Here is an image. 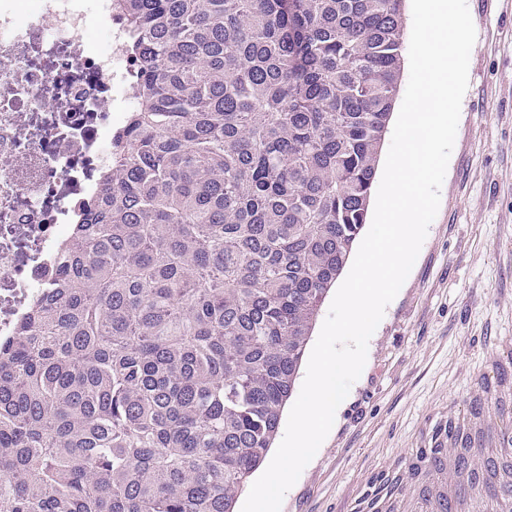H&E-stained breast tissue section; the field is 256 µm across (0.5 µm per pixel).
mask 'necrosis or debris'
Listing matches in <instances>:
<instances>
[{
    "mask_svg": "<svg viewBox=\"0 0 512 512\" xmlns=\"http://www.w3.org/2000/svg\"><path fill=\"white\" fill-rule=\"evenodd\" d=\"M112 0H0V339L54 278L134 107Z\"/></svg>",
    "mask_w": 512,
    "mask_h": 512,
    "instance_id": "4bbe7bcc",
    "label": "necrosis or debris"
}]
</instances>
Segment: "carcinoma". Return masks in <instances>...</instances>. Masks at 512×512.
<instances>
[{
	"label": "carcinoma",
	"mask_w": 512,
	"mask_h": 512,
	"mask_svg": "<svg viewBox=\"0 0 512 512\" xmlns=\"http://www.w3.org/2000/svg\"><path fill=\"white\" fill-rule=\"evenodd\" d=\"M404 0H117L137 107L0 342V512H235L367 223Z\"/></svg>",
	"instance_id": "cac0c4a2"
}]
</instances>
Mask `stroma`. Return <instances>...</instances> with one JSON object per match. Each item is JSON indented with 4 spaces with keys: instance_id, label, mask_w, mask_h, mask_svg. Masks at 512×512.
Instances as JSON below:
<instances>
[{
    "instance_id": "35a3bbf8",
    "label": "stroma",
    "mask_w": 512,
    "mask_h": 512,
    "mask_svg": "<svg viewBox=\"0 0 512 512\" xmlns=\"http://www.w3.org/2000/svg\"><path fill=\"white\" fill-rule=\"evenodd\" d=\"M469 83L438 213L367 360L280 512H358L512 348V0H468Z\"/></svg>"
}]
</instances>
